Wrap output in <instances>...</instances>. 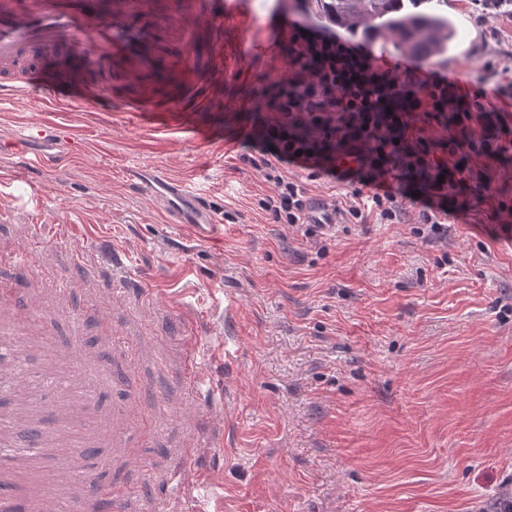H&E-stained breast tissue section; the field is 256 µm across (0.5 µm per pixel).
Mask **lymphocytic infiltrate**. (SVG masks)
Returning <instances> with one entry per match:
<instances>
[{"instance_id": "f902f5d3", "label": "lymphocytic infiltrate", "mask_w": 512, "mask_h": 512, "mask_svg": "<svg viewBox=\"0 0 512 512\" xmlns=\"http://www.w3.org/2000/svg\"><path fill=\"white\" fill-rule=\"evenodd\" d=\"M289 58L288 79L267 97L265 109L271 117L266 138L249 159L276 188L262 202L273 223H311L310 211L317 204L331 220L373 216L397 224L404 201L420 181L426 192L420 198L419 219L436 232L448 219L449 182L460 175L476 185L484 183L483 172L471 163L472 154L512 153V126L504 122L492 135L465 146L453 136L435 141L418 124L424 112L441 118L452 112L468 119L488 96L512 95V81L490 90L476 86L467 101L439 73L418 64L371 63L364 46L299 23L290 30ZM331 150L338 159L334 167L324 164ZM296 161L351 184V191L312 202L306 188L284 174L285 166Z\"/></svg>"}]
</instances>
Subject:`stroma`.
Segmentation results:
<instances>
[{
	"instance_id": "stroma-1",
	"label": "stroma",
	"mask_w": 512,
	"mask_h": 512,
	"mask_svg": "<svg viewBox=\"0 0 512 512\" xmlns=\"http://www.w3.org/2000/svg\"><path fill=\"white\" fill-rule=\"evenodd\" d=\"M251 3L249 24L228 36L268 50L214 105L168 124L136 123L116 103L65 113L84 148L38 178L41 228L24 197L0 221V254L40 245L27 276L0 269L11 310L58 311V334L86 319L77 356L115 376L96 407L126 408L131 445L111 450L100 478L125 491L127 512H491L512 490V226L499 210L512 206V165L473 156L488 183H450L435 236L412 204L398 224L271 223L261 201L275 188L241 156L263 138L268 91L288 77L276 18L300 15L284 0ZM448 13L455 45L425 68L494 86L512 67V0H448ZM129 168L190 182L217 231L164 223L128 186ZM70 222L65 255L56 238ZM98 240L126 251L136 295L113 296ZM46 271L68 291L46 288ZM189 340L207 355L208 390L194 401ZM162 398L166 424L142 437ZM207 438L222 447H200ZM179 463L203 484L168 485Z\"/></svg>"
}]
</instances>
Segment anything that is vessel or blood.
Returning <instances> with one entry per match:
<instances>
[{
    "label": "vessel or blood",
    "mask_w": 512,
    "mask_h": 512,
    "mask_svg": "<svg viewBox=\"0 0 512 512\" xmlns=\"http://www.w3.org/2000/svg\"><path fill=\"white\" fill-rule=\"evenodd\" d=\"M244 17L243 0H0V101L24 107L38 82L55 110L89 111L112 100L114 83H141L161 72L175 81L177 94L163 100L125 96L126 112L143 121L196 111L214 102L217 76L233 78L263 53L257 41L228 43L226 23ZM60 141L75 151L82 147L66 123L30 121L18 128L14 145L0 144V158L11 157L13 167L28 172L53 170L63 161L52 149ZM22 143L42 144L46 150L27 157L18 149ZM126 177L163 204L167 223L215 226L209 202L185 181L133 169ZM111 267L117 294L128 293L133 276L126 253L113 251ZM44 319V313L31 311L14 324L0 320V402L28 388L37 393L38 412L57 410L60 397L71 396L92 414L72 421L66 437L42 427L35 441L24 443L19 439L21 420L0 410V479L17 477L24 461L44 464L36 493L20 489L0 495V512H17L24 500L31 512H45L55 483L70 474L69 456H82L80 474L93 479L102 465L99 430L114 426L120 416L116 409L105 415L93 411L97 393L113 383L108 370L74 361L66 376H51L34 369L15 348L14 336L44 337ZM184 358L188 385L201 390L206 379L199 347L188 345Z\"/></svg>",
    "instance_id": "1"
}]
</instances>
